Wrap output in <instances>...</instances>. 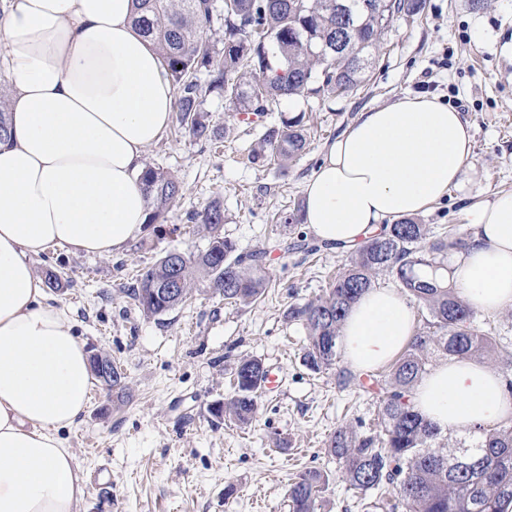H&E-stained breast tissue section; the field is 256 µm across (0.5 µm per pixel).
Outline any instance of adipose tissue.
<instances>
[{
	"label": "adipose tissue",
	"mask_w": 512,
	"mask_h": 512,
	"mask_svg": "<svg viewBox=\"0 0 512 512\" xmlns=\"http://www.w3.org/2000/svg\"><path fill=\"white\" fill-rule=\"evenodd\" d=\"M133 0H0V73L12 85L0 144V512H76L85 482L63 434L87 406L89 356L31 263L56 245L119 251L148 217L137 176L171 123L176 93L133 24ZM475 178L460 112L405 95L360 113L305 181V222L355 249ZM465 250L444 274L488 314L512 307V189L469 206ZM414 335L403 295L377 286L348 311L339 346L357 371L391 363ZM440 430L512 420L489 365L448 358L411 394Z\"/></svg>",
	"instance_id": "adipose-tissue-1"
}]
</instances>
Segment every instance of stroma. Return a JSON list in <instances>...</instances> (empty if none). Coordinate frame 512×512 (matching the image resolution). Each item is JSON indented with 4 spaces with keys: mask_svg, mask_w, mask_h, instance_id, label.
<instances>
[{
    "mask_svg": "<svg viewBox=\"0 0 512 512\" xmlns=\"http://www.w3.org/2000/svg\"><path fill=\"white\" fill-rule=\"evenodd\" d=\"M419 94L460 105L477 169L467 189L451 191L419 220L437 233L463 224L467 206L512 189V0H425L420 19L395 20L352 93L283 100L264 125L283 114L309 117L307 148L286 169L248 164L263 125L228 111L222 92L207 93L203 108L222 132L219 148L179 132L174 121L145 151V162L182 186L168 214L180 233L143 232L107 257L52 246L34 258L38 275L59 277L49 303L65 310L87 351L110 355L126 376L118 410L91 380L87 409L64 434L83 477L109 470L105 484L88 487L77 512H290V485L308 468L330 475L318 512H373L374 494L339 478L327 443L344 424L379 430L377 402L356 386L339 388L336 370L311 371L303 361L306 331L285 316L290 305L323 294L348 252L284 253L280 242L308 228L275 224L271 216L303 206L304 182L359 113ZM214 200L224 207V235L240 250L267 249L271 287L249 306L201 287L186 304L144 316L124 291L129 273L173 248L204 249L205 231L187 216ZM242 356L261 359L279 377L276 389L261 390L258 411L244 425L212 413L233 395Z\"/></svg>",
    "mask_w": 512,
    "mask_h": 512,
    "instance_id": "stroma-1",
    "label": "stroma"
}]
</instances>
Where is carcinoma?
Returning a JSON list of instances; mask_svg holds the SVG:
<instances>
[{"label": "carcinoma", "instance_id": "1", "mask_svg": "<svg viewBox=\"0 0 512 512\" xmlns=\"http://www.w3.org/2000/svg\"><path fill=\"white\" fill-rule=\"evenodd\" d=\"M135 24L167 66L176 89L180 129L197 140L219 137L202 108L203 92L220 89L231 112L267 115L284 99L332 98L354 90L379 52L393 21L423 10V0H353L348 18L337 0H134ZM222 21L221 29L215 28ZM210 80L202 86L198 73ZM306 113L280 116L249 151L262 167L273 156L285 167L306 149ZM139 181L149 212L146 225L164 224L181 194L169 171L144 166ZM187 220L203 226L207 246L172 263L167 251L131 276L126 294L143 315H161L191 298L197 282L232 304L257 302L270 285L266 251L243 252L224 236V207L212 201ZM469 229L450 225L436 236L426 224L404 218L387 232L350 251L347 264L325 294L286 312L307 332L304 362L313 371L330 369L341 357L339 333L355 301L375 287L378 275L396 278L426 311L424 331L384 369L368 375V388L381 393L379 434L352 425L336 429L328 453L339 477L361 492L390 485L409 512H508L512 507V422L464 433L448 450L433 447L439 430L412 406L410 394L427 371L428 358L495 362L501 337L455 288L432 273L444 267L448 251L465 246ZM266 367L253 357L238 359L235 396L213 408L215 416L249 423L257 412ZM328 473L309 469L289 489L292 512H317Z\"/></svg>", "mask_w": 512, "mask_h": 512}]
</instances>
